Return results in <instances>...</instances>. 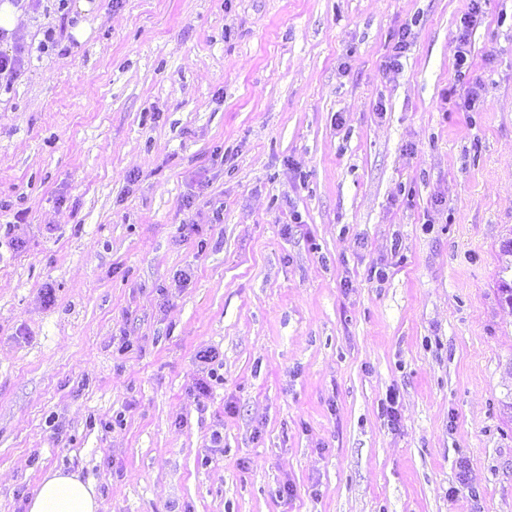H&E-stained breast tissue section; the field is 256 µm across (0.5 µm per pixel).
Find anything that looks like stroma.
<instances>
[{"mask_svg": "<svg viewBox=\"0 0 512 512\" xmlns=\"http://www.w3.org/2000/svg\"><path fill=\"white\" fill-rule=\"evenodd\" d=\"M17 2L0 512H512V0ZM196 357L199 362L203 364V376L198 380L195 385V390L199 395H206L210 392V388L213 381L220 380L219 375L214 367H210L216 358L215 352L210 350H201L197 353ZM94 485L77 473L51 471L41 480L27 512H99Z\"/></svg>", "mask_w": 512, "mask_h": 512, "instance_id": "35a3bbf8", "label": "stroma"}]
</instances>
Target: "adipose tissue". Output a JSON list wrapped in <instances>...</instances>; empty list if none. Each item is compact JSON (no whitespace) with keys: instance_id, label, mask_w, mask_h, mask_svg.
<instances>
[{"instance_id":"obj_1","label":"adipose tissue","mask_w":512,"mask_h":512,"mask_svg":"<svg viewBox=\"0 0 512 512\" xmlns=\"http://www.w3.org/2000/svg\"><path fill=\"white\" fill-rule=\"evenodd\" d=\"M91 482L60 470L47 473L28 503V512H99Z\"/></svg>"}]
</instances>
